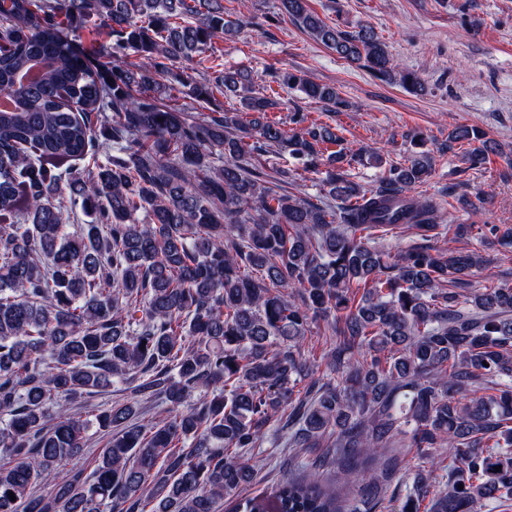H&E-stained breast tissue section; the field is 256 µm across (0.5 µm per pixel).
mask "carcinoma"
<instances>
[{
	"mask_svg": "<svg viewBox=\"0 0 512 512\" xmlns=\"http://www.w3.org/2000/svg\"><path fill=\"white\" fill-rule=\"evenodd\" d=\"M275 19L423 90L367 28L329 24L308 0H278ZM87 27L112 32L95 56L76 39ZM236 27L221 0H0L13 101L0 110V512H376L395 470L360 457L395 443L425 465L394 512L512 500V285L469 287L482 258L434 243L485 227L451 226L441 202L411 194L429 150L369 190L342 170L356 153L328 151L331 127L285 136L268 118L277 97L214 46ZM274 82L344 104L288 71ZM231 96L251 119L224 109ZM479 137L461 126L448 146ZM275 145L305 171L327 166L341 206L283 189L288 172L266 167ZM87 158L62 179L61 163ZM78 206L90 221L70 232ZM404 227L420 242L379 245ZM330 316L318 377L302 344ZM117 383L138 400L95 401ZM93 428L106 443L92 472L66 468ZM282 440L330 442L352 496L321 481L317 458L240 496L251 451Z\"/></svg>",
	"mask_w": 512,
	"mask_h": 512,
	"instance_id": "carcinoma-1",
	"label": "carcinoma"
}]
</instances>
